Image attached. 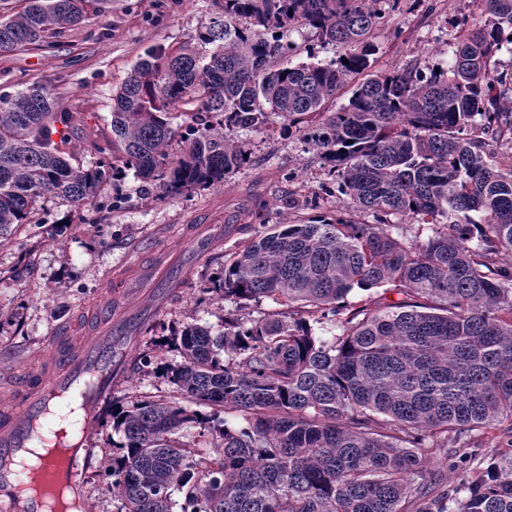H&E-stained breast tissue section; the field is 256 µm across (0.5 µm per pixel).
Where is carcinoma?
<instances>
[{"mask_svg":"<svg viewBox=\"0 0 512 512\" xmlns=\"http://www.w3.org/2000/svg\"><path fill=\"white\" fill-rule=\"evenodd\" d=\"M110 2L19 0L0 17V54L50 46ZM398 4L222 0L199 36L211 50L158 48L132 67L113 96L112 161L90 168L52 139L69 118L46 86L0 96V242L43 197L92 205L126 168L167 194L224 186L248 160L227 133L269 110H329L372 68V32ZM480 11L462 22L450 63L369 75L311 135L352 214L265 225L201 289L296 314L229 316L217 332L189 324L173 338L181 361L164 367L170 398L112 400L120 441L105 473L119 512H404L410 500L417 512H512V164L502 170L488 151L499 114L512 112V71L491 67L512 42V0H480ZM296 24L349 51L288 64L282 39ZM176 107L188 118L179 136ZM393 216L427 240L402 238ZM382 287L403 299L350 300ZM328 321L341 334L325 341L315 326ZM228 409L246 426H227ZM190 429L208 447L183 441ZM489 430L498 452L469 460ZM450 439L461 473L439 492L423 460Z\"/></svg>","mask_w":512,"mask_h":512,"instance_id":"cac0c4a2","label":"carcinoma"}]
</instances>
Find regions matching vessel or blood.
I'll return each instance as SVG.
<instances>
[{
	"label": "vessel or blood",
	"mask_w": 512,
	"mask_h": 512,
	"mask_svg": "<svg viewBox=\"0 0 512 512\" xmlns=\"http://www.w3.org/2000/svg\"><path fill=\"white\" fill-rule=\"evenodd\" d=\"M126 309L105 300L86 318L81 335L60 328L46 339V371L12 374V401L0 407V512H50V499L25 489L32 452L62 441L44 472L51 485L65 487L76 503L86 501L81 467L95 453L97 432L122 384L129 362Z\"/></svg>",
	"instance_id": "vessel-or-blood-1"
}]
</instances>
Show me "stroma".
<instances>
[{"instance_id":"stroma-1","label":"stroma","mask_w":512,"mask_h":512,"mask_svg":"<svg viewBox=\"0 0 512 512\" xmlns=\"http://www.w3.org/2000/svg\"><path fill=\"white\" fill-rule=\"evenodd\" d=\"M219 13L217 0H112L105 13L67 29L55 47L0 54V94L14 95L35 83L46 86L55 111L71 118L67 158L75 165L94 166L103 159L100 146L112 136V94L133 64L155 48L197 43ZM478 14L477 0H400L399 11L373 34L374 70L450 60L449 45L459 34V22ZM285 38L296 47L295 64L326 63L342 52L322 43L315 29L305 25ZM320 122L317 116L305 120L304 132L298 133L289 130L281 114L269 111L258 126L230 131V139L250 161L220 188L167 196L129 170L109 180L92 207L58 196L41 199L33 223L0 246V403L10 396L7 374L44 367L46 336L62 322L84 318L102 297L108 275H132L147 243L172 253L189 250L180 235L185 224L224 229V240L197 261L154 316L155 329L141 337L118 397L130 402L171 396L167 378L143 366L140 358L153 351L164 362H179L178 352L165 341L183 324L218 330L225 315L235 311L255 320L280 312V304L270 299L237 309L209 286L222 271L225 256L262 225L350 214L349 198L331 184L309 138Z\"/></svg>"}]
</instances>
